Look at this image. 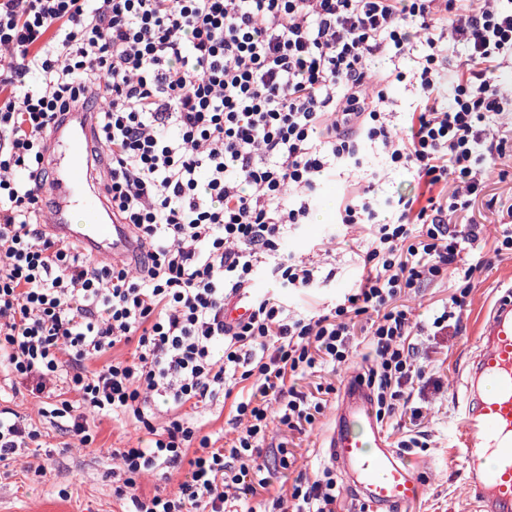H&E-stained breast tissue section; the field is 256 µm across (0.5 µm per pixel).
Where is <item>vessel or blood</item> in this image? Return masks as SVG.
Returning a JSON list of instances; mask_svg holds the SVG:
<instances>
[{
    "instance_id": "b4317fda",
    "label": "vessel or blood",
    "mask_w": 512,
    "mask_h": 512,
    "mask_svg": "<svg viewBox=\"0 0 512 512\" xmlns=\"http://www.w3.org/2000/svg\"><path fill=\"white\" fill-rule=\"evenodd\" d=\"M92 107H75L53 125L48 138L49 177L43 193L53 200L50 231L98 259L121 260L136 243L107 207L105 186L89 179ZM256 289L243 288L224 308L233 326L253 311ZM479 348L466 381L459 441L468 465L467 492L476 512H512V290L499 297L478 331ZM327 454L347 486L376 512H412L422 497L428 464L412 466L378 427L369 388L354 382L343 391ZM497 464L481 465L487 456Z\"/></svg>"
}]
</instances>
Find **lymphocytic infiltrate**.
<instances>
[{
  "instance_id": "f902f5d3",
  "label": "lymphocytic infiltrate",
  "mask_w": 512,
  "mask_h": 512,
  "mask_svg": "<svg viewBox=\"0 0 512 512\" xmlns=\"http://www.w3.org/2000/svg\"><path fill=\"white\" fill-rule=\"evenodd\" d=\"M458 43L466 59L446 100ZM376 59L390 68L372 92ZM507 67L512 0H0V369L83 447L97 417L152 435L110 451L127 512H237V496L268 487L270 425L301 431L322 415L335 385L299 382L356 357L357 322L373 353L361 377L385 420L424 377L415 337L460 319L479 266L459 257L479 229L451 217L511 142L493 130L512 112L495 78ZM405 81L418 103L400 125L387 86ZM95 100L108 203L143 249L135 269L93 261L37 222L47 134ZM367 144L420 191L388 198L385 221L371 186L340 199L338 223L367 231L357 288L305 316L263 295L225 327V305L259 276L291 293L334 278L283 243L327 178L363 168ZM443 279L447 301L429 326L413 323L401 295ZM120 345L130 358H109ZM157 397L172 409L160 426ZM226 398L238 432L224 448L190 412ZM40 437L0 416V462ZM180 466L175 492L141 493L144 475ZM338 498L326 469L272 507L337 512Z\"/></svg>"
}]
</instances>
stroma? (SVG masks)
<instances>
[{"label":"stroma","mask_w":512,"mask_h":512,"mask_svg":"<svg viewBox=\"0 0 512 512\" xmlns=\"http://www.w3.org/2000/svg\"><path fill=\"white\" fill-rule=\"evenodd\" d=\"M365 152L364 170L322 184L315 208L316 214L322 217L321 223L304 225L284 244L285 250L308 257L328 238L337 240L335 279L326 287L311 290L306 297H291V305L325 308L336 303L359 278L357 252L366 233L358 226L337 224L336 203L344 192L364 182L371 171L379 174L373 195L375 207H382L389 197L417 191V181L411 173L387 167L383 154L375 147H366ZM500 200H512V151L496 159L494 173L470 208L452 218L458 226L481 225L486 246L482 252L468 253L467 258L472 262L481 257L489 261L473 279L459 327L436 337L417 339L418 362L428 377L420 425L428 445L406 450L404 456L415 465L430 462L433 472L413 512H472L466 489L468 467L459 450L457 424L468 363L478 347L481 318L500 291L512 288V251L497 255L492 248L501 231L496 206ZM0 405L27 418L42 432L39 455L23 456L6 465L0 463V512H123V502L112 492V480L108 476L112 461L107 451L127 445L147 446L146 433L103 418L95 423L94 447H67V435L55 426L53 419L39 415L40 399L25 386L13 383L3 371H0ZM337 406V399H330L323 415L305 431L272 430L267 445L286 443L297 459L298 470L315 477L330 463L323 442L333 426Z\"/></svg>","instance_id":"obj_1"}]
</instances>
